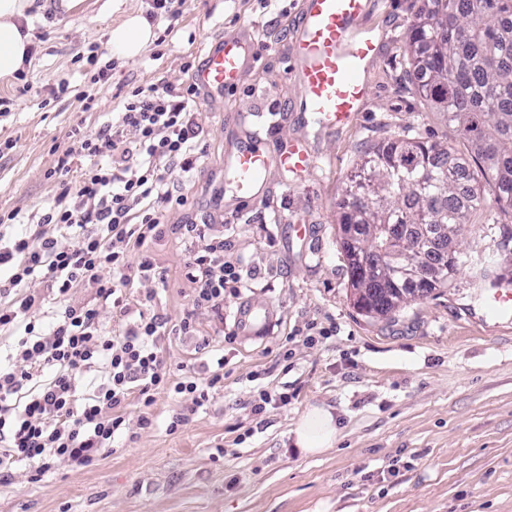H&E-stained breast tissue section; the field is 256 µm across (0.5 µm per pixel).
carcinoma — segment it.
I'll return each mask as SVG.
<instances>
[{
    "label": "carcinoma",
    "mask_w": 512,
    "mask_h": 512,
    "mask_svg": "<svg viewBox=\"0 0 512 512\" xmlns=\"http://www.w3.org/2000/svg\"><path fill=\"white\" fill-rule=\"evenodd\" d=\"M405 52L418 93L457 124L471 155L458 158L448 145L408 134L381 140L365 154L337 207L350 287L368 289L354 305L369 317L388 316L416 297L391 304L384 289L407 284L366 279L369 257L349 243L350 231L373 224L405 229L418 248L414 259L439 265L421 284L430 296L459 269L456 240L469 216L486 211L490 198L500 213H512V0H422ZM442 224L448 227L442 236L420 233ZM490 279L501 282L493 266L475 268L476 287Z\"/></svg>",
    "instance_id": "obj_1"
}]
</instances>
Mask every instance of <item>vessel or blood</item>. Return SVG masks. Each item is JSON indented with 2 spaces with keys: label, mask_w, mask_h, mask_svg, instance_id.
Returning a JSON list of instances; mask_svg holds the SVG:
<instances>
[{
  "label": "vessel or blood",
  "mask_w": 512,
  "mask_h": 512,
  "mask_svg": "<svg viewBox=\"0 0 512 512\" xmlns=\"http://www.w3.org/2000/svg\"><path fill=\"white\" fill-rule=\"evenodd\" d=\"M369 9L370 0H303L290 43L288 77L298 90V108L320 125L350 126L369 95L361 73L381 44L380 35L360 24ZM252 53V42L225 35L222 44L207 54L194 80L211 91L231 90ZM273 166L293 174L310 172L314 158L302 141L290 142L272 156L254 138L225 155L224 181L235 200L247 201L261 192ZM236 319L248 334L264 336L271 329L273 311L268 304L247 301L239 306Z\"/></svg>",
  "instance_id": "b4317fda"
}]
</instances>
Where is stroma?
I'll return each mask as SVG.
<instances>
[{
    "label": "stroma",
    "mask_w": 512,
    "mask_h": 512,
    "mask_svg": "<svg viewBox=\"0 0 512 512\" xmlns=\"http://www.w3.org/2000/svg\"><path fill=\"white\" fill-rule=\"evenodd\" d=\"M421 0H379L365 17L383 35L366 73L370 97L343 130L306 124L288 80L289 37L301 0H186L173 18L153 23L162 45L126 60L108 47V31L149 0H86L83 12L31 22L35 51L17 78L0 80V215L28 218L53 198L49 179L75 132L97 130L132 88L165 82L183 89L225 34L255 41L236 89L206 90L188 106L206 143L197 172L172 174L183 205L164 212L166 235L150 246L167 281L151 307L171 333L162 342L173 378L224 357V385L186 424L178 395L159 394L151 408L131 401L133 439L94 465H59L43 477L30 466L0 476V512H512V313L491 314L486 292L471 284L473 263L500 238L484 214L460 240L468 262L448 287L388 318L355 307L340 247L336 203L370 145L411 133L469 153L455 124L419 95L404 52ZM111 64L94 83L82 57ZM68 84L69 95L51 90ZM269 154L283 141H307L313 172L271 169L260 194L235 201L224 185V155L253 136ZM208 218L201 240L185 224ZM308 224L306 238L291 230ZM223 240L241 258L246 287L225 291L224 309L197 306L185 276L192 252ZM246 300L270 304L268 336L235 322ZM192 316L193 330L176 327ZM287 394V405L252 410L263 388ZM336 416L334 448L300 455L288 432L310 407ZM149 424H141V417Z\"/></svg>",
    "instance_id": "35a3bbf8"
}]
</instances>
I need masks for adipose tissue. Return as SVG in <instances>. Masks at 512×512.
<instances>
[{
	"instance_id": "ef3b65f1",
	"label": "adipose tissue",
	"mask_w": 512,
	"mask_h": 512,
	"mask_svg": "<svg viewBox=\"0 0 512 512\" xmlns=\"http://www.w3.org/2000/svg\"><path fill=\"white\" fill-rule=\"evenodd\" d=\"M85 0H0V79H10L22 70L32 46L30 21L45 13L64 17L83 11ZM155 33L139 13H130L109 31L113 54L126 59L140 56L153 42ZM292 443L301 454L314 455L333 447L336 422L331 409L314 406L298 420Z\"/></svg>"
}]
</instances>
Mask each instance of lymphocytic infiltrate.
<instances>
[{"label":"lymphocytic infiltrate","instance_id":"f902f5d3","mask_svg":"<svg viewBox=\"0 0 512 512\" xmlns=\"http://www.w3.org/2000/svg\"><path fill=\"white\" fill-rule=\"evenodd\" d=\"M166 84L132 89L111 122L82 134L58 165L54 201L24 235L0 216V333L12 343L0 365V474L30 463L37 475L59 463L85 468L109 453L126 427L131 399L152 407L160 393L189 397L191 411L224 381V359L213 357L206 380L185 372L173 381L161 354L163 322L137 311L126 289L165 279L148 255L164 231L173 201L169 178L195 170L205 153L187 94ZM77 178H70L71 169ZM188 278L198 305L222 309L226 289L243 286L237 261L223 241L192 254ZM41 280L65 299L49 330L37 328ZM90 288L96 304L69 302L73 289ZM117 324L107 327L104 306Z\"/></svg>","mask_w":512,"mask_h":512}]
</instances>
